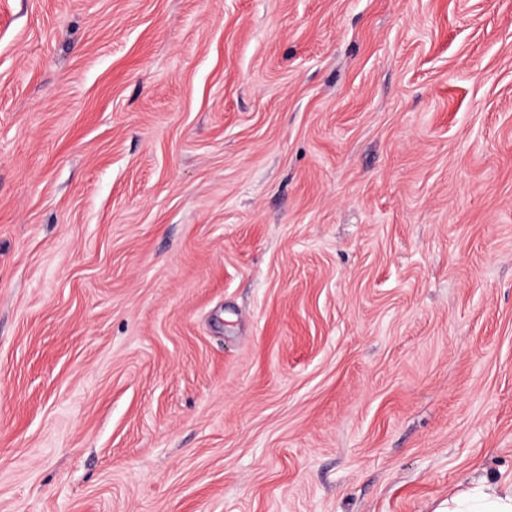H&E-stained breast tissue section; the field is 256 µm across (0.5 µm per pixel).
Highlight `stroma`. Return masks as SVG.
<instances>
[{"label": "stroma", "mask_w": 512, "mask_h": 512, "mask_svg": "<svg viewBox=\"0 0 512 512\" xmlns=\"http://www.w3.org/2000/svg\"><path fill=\"white\" fill-rule=\"evenodd\" d=\"M512 482V0H0V512H437Z\"/></svg>", "instance_id": "1"}]
</instances>
